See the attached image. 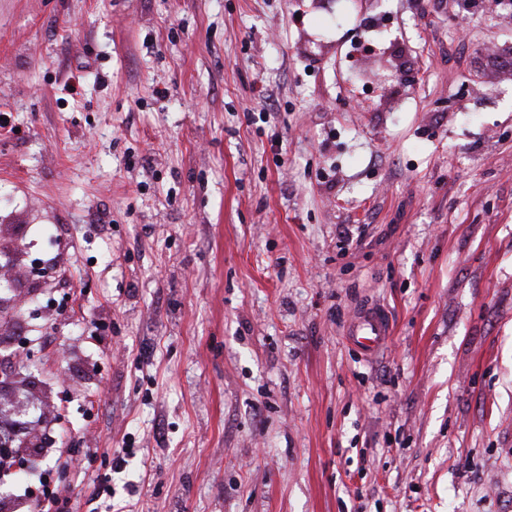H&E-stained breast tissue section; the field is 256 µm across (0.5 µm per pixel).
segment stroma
<instances>
[{
  "label": "stroma",
  "instance_id": "stroma-1",
  "mask_svg": "<svg viewBox=\"0 0 512 512\" xmlns=\"http://www.w3.org/2000/svg\"><path fill=\"white\" fill-rule=\"evenodd\" d=\"M489 48L512 7L0 0V276L57 272L0 319V398H37L0 498L40 466L70 512H512ZM391 335L386 312L379 307H366L349 325L347 336L365 356L376 353Z\"/></svg>",
  "mask_w": 512,
  "mask_h": 512
}]
</instances>
